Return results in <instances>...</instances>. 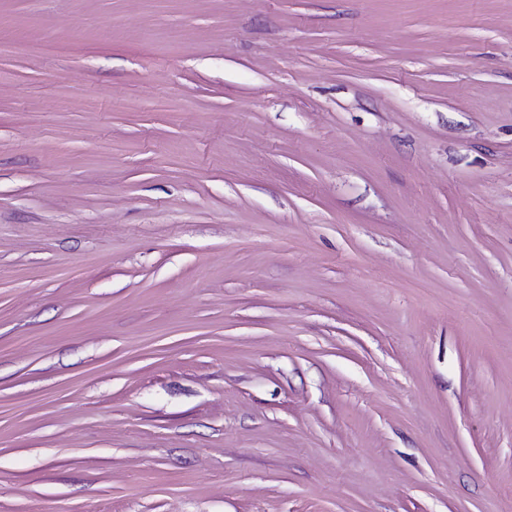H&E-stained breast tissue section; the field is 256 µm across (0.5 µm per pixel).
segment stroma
Instances as JSON below:
<instances>
[{"label":"stroma","instance_id":"35a3bbf8","mask_svg":"<svg viewBox=\"0 0 512 512\" xmlns=\"http://www.w3.org/2000/svg\"><path fill=\"white\" fill-rule=\"evenodd\" d=\"M0 512H512V0H0Z\"/></svg>","mask_w":512,"mask_h":512}]
</instances>
